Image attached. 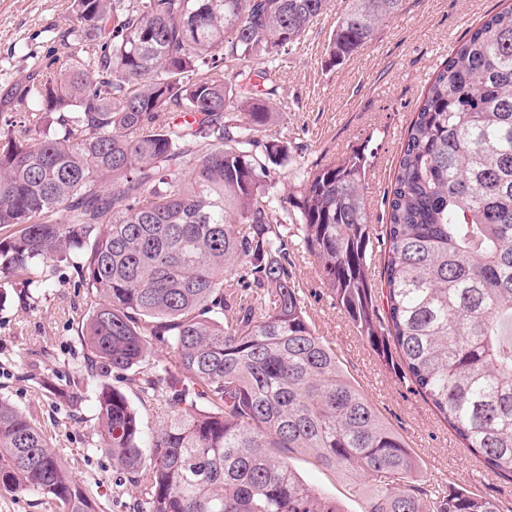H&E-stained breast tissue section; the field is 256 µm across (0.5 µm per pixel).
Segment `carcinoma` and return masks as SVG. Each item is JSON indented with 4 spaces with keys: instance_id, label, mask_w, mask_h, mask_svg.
<instances>
[{
    "instance_id": "1",
    "label": "carcinoma",
    "mask_w": 512,
    "mask_h": 512,
    "mask_svg": "<svg viewBox=\"0 0 512 512\" xmlns=\"http://www.w3.org/2000/svg\"><path fill=\"white\" fill-rule=\"evenodd\" d=\"M404 0H349L334 65ZM328 0H69L72 24L0 117V282L85 289L99 449L142 488L133 512H343L290 467L378 481L369 512H502L432 479L343 372L288 270L313 258L332 304L409 378L494 474L512 473V7L482 20L433 73L370 224L361 152L271 192L288 142L265 138L270 72ZM293 226L290 239L281 224ZM383 281L371 282L375 243ZM169 349L173 362L151 358ZM112 376L167 406L145 432ZM0 489L97 512L34 417L0 398Z\"/></svg>"
}]
</instances>
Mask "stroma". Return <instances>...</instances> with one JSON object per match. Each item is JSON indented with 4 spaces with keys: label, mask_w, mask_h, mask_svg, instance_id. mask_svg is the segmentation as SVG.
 Listing matches in <instances>:
<instances>
[{
    "label": "stroma",
    "mask_w": 512,
    "mask_h": 512,
    "mask_svg": "<svg viewBox=\"0 0 512 512\" xmlns=\"http://www.w3.org/2000/svg\"><path fill=\"white\" fill-rule=\"evenodd\" d=\"M346 4L329 0L326 12L272 71L278 115L266 134L287 141L290 157L271 176L276 192L284 195L310 168L364 152L369 161L364 195L370 221L379 228L386 222L382 200L402 138L429 79L471 27L512 0H405L402 12L380 26L372 43L332 66L326 48ZM68 5V0H0V96L28 74L30 55L49 52L47 28L70 25ZM288 261L318 334L419 458L421 479L465 487L512 512V474L485 471L431 403L378 363L332 305L311 257L294 252ZM86 311L84 289L63 263L55 269L54 288L37 304L8 293L0 301V397L30 412L51 435L54 451L89 487L99 512H131L141 488L121 480L97 447L95 384L84 388L78 405L64 394L82 356L76 325ZM290 464L307 483L335 498L343 512H367V492L376 486L372 476L361 475L366 492L355 495L342 473L308 456L293 455Z\"/></svg>",
    "instance_id": "35a3bbf8"
}]
</instances>
